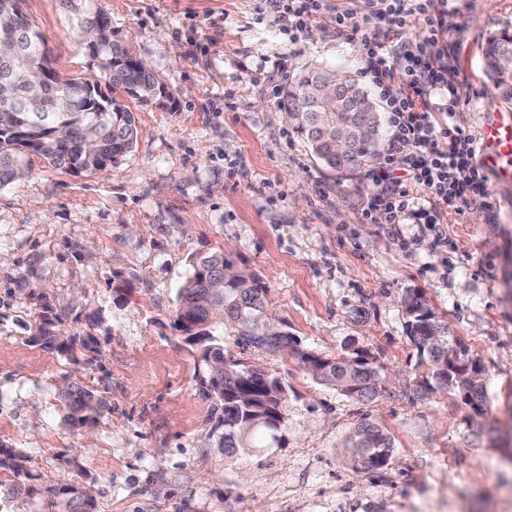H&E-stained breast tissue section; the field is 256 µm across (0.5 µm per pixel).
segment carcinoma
<instances>
[{"label":"carcinoma","instance_id":"carcinoma-1","mask_svg":"<svg viewBox=\"0 0 512 512\" xmlns=\"http://www.w3.org/2000/svg\"><path fill=\"white\" fill-rule=\"evenodd\" d=\"M20 0H0V187L24 172L26 155L43 157L51 166L72 173L99 172L129 153L138 137L133 113L116 97L173 100L148 65L130 49L113 39L108 17L95 0H63L76 16L78 35L89 44L97 59L91 82L63 78L51 65L48 38L37 31L19 7ZM504 46L501 36L488 39L484 48L485 71L498 94L512 100V72L499 67ZM323 79L347 83L334 73L313 69L282 93L280 108L293 129L310 146L314 156L332 172L358 168L372 159L382 144L378 112L362 90L350 99L345 120L351 128L350 150L336 153V145L320 132L327 114L310 100L316 83ZM233 260L224 253L195 256L189 275L179 288L174 325L188 341L202 337V359L207 377L202 380L208 397L224 405L220 447L232 456L250 447L255 433L275 437L284 421L285 388L261 368H246L224 357V324L238 329L239 339L273 355L295 352L313 378L344 395L368 401L383 391L381 369L370 354L355 349L338 359L325 358L310 364L298 341L270 313L268 288L253 273L224 277V267ZM405 329L417 349L433 365L432 381H423L458 394L465 405L486 413V395L481 371L471 372L468 363L479 364L468 350L448 335L418 292L402 298ZM34 340L72 355V339H62L45 322ZM69 410L68 422L75 428L94 424L106 409V399L74 382L60 391ZM360 466L367 471L385 467L392 454L391 441L373 424L359 426L349 439Z\"/></svg>","mask_w":512,"mask_h":512}]
</instances>
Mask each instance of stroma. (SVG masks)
Segmentation results:
<instances>
[{
  "mask_svg": "<svg viewBox=\"0 0 512 512\" xmlns=\"http://www.w3.org/2000/svg\"><path fill=\"white\" fill-rule=\"evenodd\" d=\"M96 2L175 105L130 101L137 141L105 171L34 156L0 188V446L23 466L0 470L20 485L0 512H67L77 496L84 512H512V181L488 173L489 204L434 210L431 224L361 223L378 159L329 172L279 107L280 88L313 68L377 97L360 39L336 33L345 0L304 25L263 0ZM21 8L62 75L91 73L61 0ZM443 21L459 73L431 102L475 132L483 113L512 111L483 60L490 36L512 33V0H448ZM215 251L261 277L301 349L366 350L382 393L347 397L295 354L238 343L225 326V357L288 391L276 442L225 457L207 368L174 325L191 257ZM413 290L481 362L482 425L456 394L419 393L430 363L400 304ZM54 316L73 356L34 340ZM73 381L108 401L91 427L66 421L58 394ZM367 422L393 446L375 472L346 446Z\"/></svg>",
  "mask_w": 512,
  "mask_h": 512,
  "instance_id": "1",
  "label": "stroma"
}]
</instances>
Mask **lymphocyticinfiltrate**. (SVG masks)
Masks as SVG:
<instances>
[{"instance_id":"obj_1","label":"lymphocytic infiltrate","mask_w":512,"mask_h":512,"mask_svg":"<svg viewBox=\"0 0 512 512\" xmlns=\"http://www.w3.org/2000/svg\"><path fill=\"white\" fill-rule=\"evenodd\" d=\"M445 0H363L361 10L344 9L335 16L340 35L361 39L367 70L381 91L388 114L390 140L383 162L373 180L378 187L361 213L362 223L372 221L382 211L389 224L406 219L422 220L426 204L436 202L463 213L472 202L487 201L489 190L483 170L474 164L476 140L452 121H440L434 112L432 91L448 87V76L455 68L449 63L448 34L441 9ZM387 19L402 29L422 26L426 40L405 56L383 51L385 33L367 27L371 18ZM403 70L406 80L400 91L389 84L395 70ZM405 150L402 172H395L394 155Z\"/></svg>"}]
</instances>
